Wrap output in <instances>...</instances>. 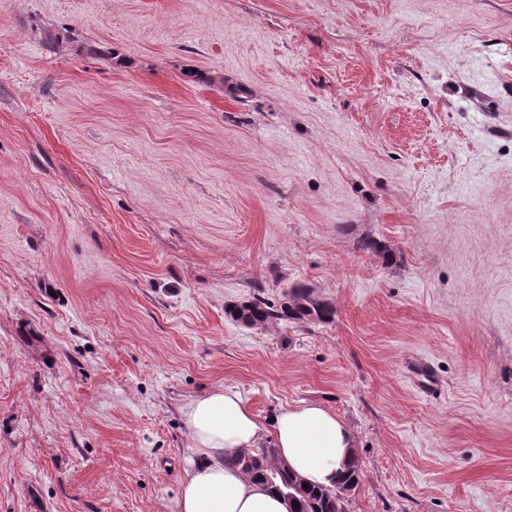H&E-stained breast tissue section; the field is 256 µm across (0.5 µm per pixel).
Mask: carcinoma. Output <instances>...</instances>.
Wrapping results in <instances>:
<instances>
[{
	"label": "carcinoma",
	"instance_id": "1",
	"mask_svg": "<svg viewBox=\"0 0 512 512\" xmlns=\"http://www.w3.org/2000/svg\"><path fill=\"white\" fill-rule=\"evenodd\" d=\"M231 319L248 322L250 327L265 326L275 320L312 321L330 323L336 308L318 299L312 289L294 286L284 294L279 304L269 302L258 288L249 301L228 304L224 308ZM230 462L240 467L250 478L281 494L288 502L296 503L291 512H347L351 491L359 484L360 465L353 461L342 478L331 487L305 484V480L277 460V449L268 442L256 450H244L233 456Z\"/></svg>",
	"mask_w": 512,
	"mask_h": 512
}]
</instances>
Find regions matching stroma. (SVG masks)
Segmentation results:
<instances>
[{"label": "stroma", "instance_id": "35a3bbf8", "mask_svg": "<svg viewBox=\"0 0 512 512\" xmlns=\"http://www.w3.org/2000/svg\"><path fill=\"white\" fill-rule=\"evenodd\" d=\"M217 385L512 512V0H0V512H173ZM283 296L284 301L274 304L257 288L249 301L227 304L224 312L236 322L237 318L248 322L247 327L265 326L275 320L330 323L336 315V308L318 299L311 288L294 286Z\"/></svg>", "mask_w": 512, "mask_h": 512}]
</instances>
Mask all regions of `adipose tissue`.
<instances>
[{
    "mask_svg": "<svg viewBox=\"0 0 512 512\" xmlns=\"http://www.w3.org/2000/svg\"><path fill=\"white\" fill-rule=\"evenodd\" d=\"M184 419L198 461L180 484L176 512H289L286 500L229 464V457L269 440L303 479L328 486L355 448L347 424L321 404L304 402L264 421L231 388L214 387L192 399Z\"/></svg>",
    "mask_w": 512,
    "mask_h": 512,
    "instance_id": "1",
    "label": "adipose tissue"
}]
</instances>
